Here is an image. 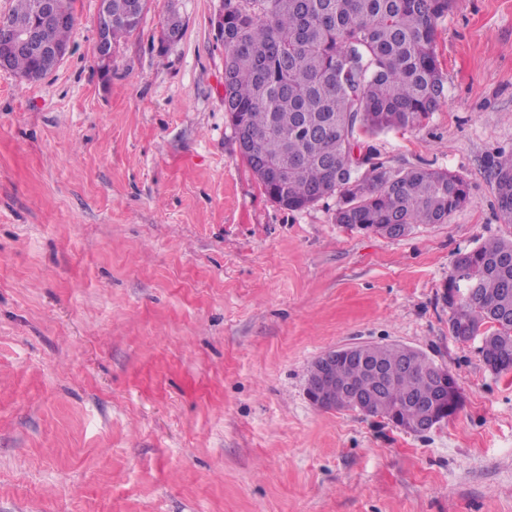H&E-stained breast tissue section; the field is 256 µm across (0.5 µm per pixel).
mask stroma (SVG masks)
<instances>
[{
    "label": "stroma",
    "instance_id": "stroma-1",
    "mask_svg": "<svg viewBox=\"0 0 512 512\" xmlns=\"http://www.w3.org/2000/svg\"><path fill=\"white\" fill-rule=\"evenodd\" d=\"M72 7L54 71L0 70V512H512V371L443 300L458 253L512 239L487 168L512 150V0H455L441 107L372 141L470 188L394 239L265 193L224 112L220 0H147L107 75L97 0ZM356 343L448 367L459 412L416 435L313 405L309 365Z\"/></svg>",
    "mask_w": 512,
    "mask_h": 512
}]
</instances>
